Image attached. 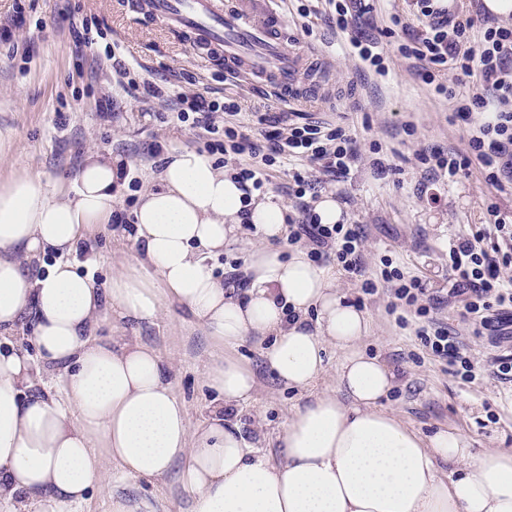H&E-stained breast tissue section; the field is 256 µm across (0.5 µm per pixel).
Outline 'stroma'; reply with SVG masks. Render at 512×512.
Returning <instances> with one entry per match:
<instances>
[{
    "instance_id": "1",
    "label": "stroma",
    "mask_w": 512,
    "mask_h": 512,
    "mask_svg": "<svg viewBox=\"0 0 512 512\" xmlns=\"http://www.w3.org/2000/svg\"><path fill=\"white\" fill-rule=\"evenodd\" d=\"M17 1L26 22L13 29L10 40H0V182L28 173L41 176L50 189L73 188L85 154L93 149L127 161L128 181L115 194L118 210L129 214V199L158 184L161 162L154 148L204 151L205 134L177 121L166 102L119 87L105 59V48L112 43L120 44L121 58L136 80L237 99V120L243 126H252L262 113L282 111L335 123L352 138L358 158L348 175H321L319 193L343 198L348 220L366 231L360 274L337 272L336 285L368 318L363 349L397 374L398 383L381 407L425 437L456 429L472 439L474 448H512V383L489 376L470 383L434 358L415 335L414 311L392 307L391 291L381 276L389 261L419 277L434 300L433 318L458 333L471 358L479 360L489 352L486 337L475 335L461 306L448 299V246L479 230L490 204L512 212V193L488 186L474 167L452 184L437 185L435 194L421 191L418 154L465 150L472 126L455 119L447 101L408 71L396 52V38L382 41L391 59L390 76L382 81L341 52L344 38L325 15L322 0H310L307 17L299 13L300 0H275L273 8L288 26L286 51L310 47L321 57L317 68L306 71L299 96L284 100L268 87L225 75L223 62L194 52L184 34L129 10L126 0H0V22ZM85 23L102 29L98 44L76 45L72 32ZM107 93L112 96L108 119L100 112ZM378 154L391 163L381 176L371 168ZM85 247V253H72L70 259L103 289L116 270L134 261L128 232L116 237L111 228H92ZM368 282L375 285L374 294L364 293ZM97 334L116 344L140 340L156 348L173 366V391L191 425L206 421L212 396L203 374L210 340L182 310L170 307L155 324L142 327L109 314ZM230 355L258 382L254 399L232 409L231 417L252 444L270 454L306 395L336 387L339 356L333 350L325 373L307 392L285 386L254 343H244ZM113 492L148 499L157 512H191L190 497L173 473L160 479L119 476Z\"/></svg>"
}]
</instances>
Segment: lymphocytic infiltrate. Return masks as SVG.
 Here are the masks:
<instances>
[{
	"label": "lymphocytic infiltrate",
	"instance_id": "obj_1",
	"mask_svg": "<svg viewBox=\"0 0 512 512\" xmlns=\"http://www.w3.org/2000/svg\"><path fill=\"white\" fill-rule=\"evenodd\" d=\"M328 3L337 32L347 38L350 54L377 75H387L389 65L381 40L392 37L395 28L404 27L405 14L392 13L389 26L371 34L365 29L366 16L373 10L367 0ZM409 13L423 18L424 24L398 44L400 57L435 95L454 101L456 118L476 124L467 152L421 154L419 161L427 180L452 179L475 166L486 184L506 192L512 186V24L496 22L477 33L472 19L448 10L439 0H411ZM450 72L478 74L481 91L449 87L444 77ZM146 90L151 97L166 99L178 121L204 131L208 153L222 154L225 168L248 194L261 190L285 162L305 161L319 165L324 172L346 175L356 158L351 138L327 121L299 112H278L259 117L260 129L253 135L231 121L240 110L236 100L173 94L157 83L147 84ZM291 178L289 193L298 201V214L288 220L289 240L304 242L313 261L332 259L346 274H358L363 243L360 226L322 223L313 202L306 199L315 189L314 182L297 167ZM488 213L493 218L489 233L496 243L487 251L464 237L453 241L448 250V295L487 331L492 347L498 350L489 361L464 355V344L456 332L429 320V307L419 302L425 292L421 279L404 275L396 267L383 270L382 278L397 301L424 317L416 336L435 357L460 367L468 381L486 374L512 382V279L502 275L512 267V215L495 206L489 207Z\"/></svg>",
	"mask_w": 512,
	"mask_h": 512
}]
</instances>
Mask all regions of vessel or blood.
Segmentation results:
<instances>
[{
	"instance_id": "vessel-or-blood-1",
	"label": "vessel or blood",
	"mask_w": 512,
	"mask_h": 512,
	"mask_svg": "<svg viewBox=\"0 0 512 512\" xmlns=\"http://www.w3.org/2000/svg\"><path fill=\"white\" fill-rule=\"evenodd\" d=\"M132 9L185 34L192 47L224 62L227 74L265 82L279 91L297 90L299 62L283 52L286 24L265 10L264 0H134Z\"/></svg>"
}]
</instances>
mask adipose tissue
<instances>
[{"label":"adipose tissue","instance_id":"obj_1","mask_svg":"<svg viewBox=\"0 0 512 512\" xmlns=\"http://www.w3.org/2000/svg\"><path fill=\"white\" fill-rule=\"evenodd\" d=\"M120 159L89 152L73 193L40 176L0 183V335L28 331L29 343L65 378V396L35 391L30 357L0 346V504L9 512H64L109 480L155 479L179 469L194 512H512V448L477 452L442 429L422 437L383 411L392 370L361 347L363 312L339 294L330 269L304 252L283 257V208L246 198L206 154L170 153L159 189L134 215L135 264L100 290L65 261L96 224H109ZM249 223L260 247L249 256L250 288L237 296L209 263ZM47 253L46 274L29 264ZM202 322L213 348L206 384L210 416L190 431L154 348L98 339L101 313L154 322L165 302ZM288 385L308 389L335 347L336 390L300 406L277 438V457L249 445L227 408L246 403L256 380L225 355L252 337ZM106 448L99 456L98 448Z\"/></svg>","mask_w":512,"mask_h":512}]
</instances>
